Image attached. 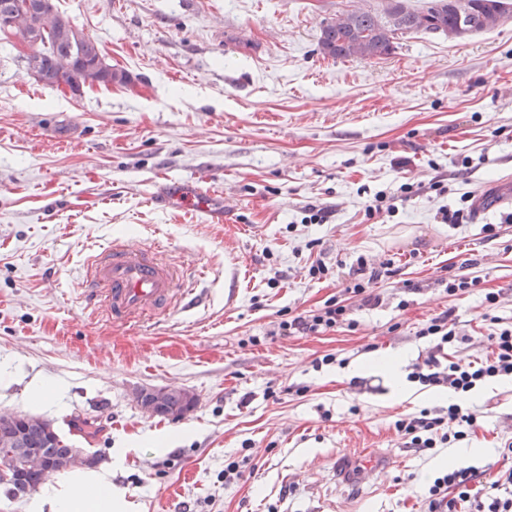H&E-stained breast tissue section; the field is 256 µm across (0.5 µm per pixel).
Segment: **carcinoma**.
Returning a JSON list of instances; mask_svg holds the SVG:
<instances>
[{
	"instance_id": "carcinoma-1",
	"label": "carcinoma",
	"mask_w": 512,
	"mask_h": 512,
	"mask_svg": "<svg viewBox=\"0 0 512 512\" xmlns=\"http://www.w3.org/2000/svg\"><path fill=\"white\" fill-rule=\"evenodd\" d=\"M506 16H512V0H427L420 10L409 9L404 0H384L380 9L346 10L324 22L319 50L336 59L371 60L391 54L395 41L412 32L464 38L496 27ZM24 22L38 27L36 52L42 70L49 76L63 69L71 53L92 57L100 54L94 40L76 42L72 46L64 41L69 23L59 16L53 3L46 13L26 17ZM165 404V413L174 417L191 410L179 392L169 393ZM45 427L46 420L41 417L26 414L17 421L11 414L0 412V437L15 438V447L8 451L16 447L25 455L32 451L53 462L57 472L83 463L76 449L63 438L50 436ZM45 476L43 466L32 461L22 471L24 484L30 490L37 488Z\"/></svg>"
}]
</instances>
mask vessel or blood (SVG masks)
Masks as SVG:
<instances>
[{"instance_id":"b4317fda","label":"vessel or blood","mask_w":512,"mask_h":512,"mask_svg":"<svg viewBox=\"0 0 512 512\" xmlns=\"http://www.w3.org/2000/svg\"><path fill=\"white\" fill-rule=\"evenodd\" d=\"M512 204V186L481 194L477 210ZM87 303H103L113 323L126 325L170 310L189 306L193 290L180 282L175 269L160 256L159 247L131 248L115 240L94 259L87 286Z\"/></svg>"}]
</instances>
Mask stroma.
<instances>
[{"label": "stroma", "instance_id": "stroma-1", "mask_svg": "<svg viewBox=\"0 0 512 512\" xmlns=\"http://www.w3.org/2000/svg\"><path fill=\"white\" fill-rule=\"evenodd\" d=\"M377 3L54 0L128 76L76 95L29 76L26 48L0 38V412L50 420L111 466L128 512H419L449 452L488 480L512 468V379L449 400L414 382L403 400L383 372H348L403 351L410 373L434 345L423 321L445 311L466 336L448 359H485L489 291L512 322V209L439 216L512 180V19L462 39L407 34L368 61L318 52L322 21ZM438 173L447 193L365 220L368 196ZM211 176L203 205L163 203L171 182L194 197ZM311 205L326 223L305 222ZM115 239L161 243L195 306L128 326L88 307L86 264ZM360 255L397 273L374 283L379 306L353 308L356 330L273 335L282 312L339 295L312 264ZM471 266L480 286L445 293ZM39 384L50 396L35 404ZM160 388L191 390L194 407L143 413L136 393ZM452 402L479 413L474 434L405 447L397 420ZM363 450L381 470L351 461Z\"/></svg>", "mask_w": 512, "mask_h": 512}]
</instances>
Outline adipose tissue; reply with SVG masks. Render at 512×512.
Here are the masks:
<instances>
[{"label": "adipose tissue", "mask_w": 512, "mask_h": 512, "mask_svg": "<svg viewBox=\"0 0 512 512\" xmlns=\"http://www.w3.org/2000/svg\"><path fill=\"white\" fill-rule=\"evenodd\" d=\"M123 496L112 490L108 468L83 469L47 484L32 498L30 512H125Z\"/></svg>", "instance_id": "obj_1"}]
</instances>
